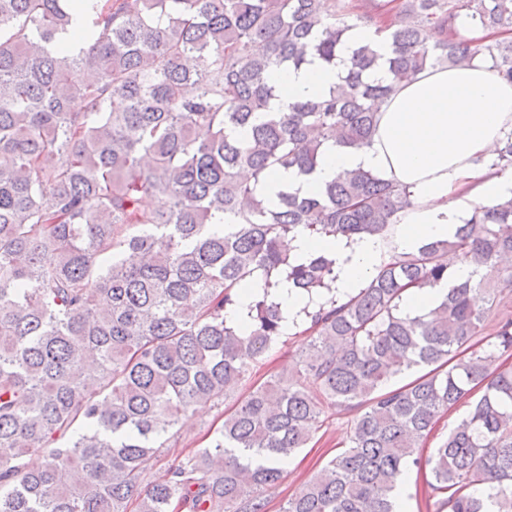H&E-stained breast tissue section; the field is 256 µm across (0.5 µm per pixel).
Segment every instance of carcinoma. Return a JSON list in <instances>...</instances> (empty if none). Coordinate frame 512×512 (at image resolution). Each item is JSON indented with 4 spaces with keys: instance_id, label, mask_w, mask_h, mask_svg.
Masks as SVG:
<instances>
[{
    "instance_id": "obj_1",
    "label": "carcinoma",
    "mask_w": 512,
    "mask_h": 512,
    "mask_svg": "<svg viewBox=\"0 0 512 512\" xmlns=\"http://www.w3.org/2000/svg\"><path fill=\"white\" fill-rule=\"evenodd\" d=\"M330 2L331 22L323 0H0V512H267L261 488L327 409L353 414L346 446L282 512H394L413 470L448 512H512V318L488 332L472 301L512 288V198L394 257L348 300L303 309L311 340L293 370L253 383L208 447L148 478L182 416L223 403L284 335L278 277L331 290L335 260L291 262L293 237L384 235L413 204L361 169L271 203L240 171L309 176L326 147L368 145L378 104L428 66L483 53L512 81V38H442L460 16L512 28V0H398L390 54L361 44L341 85L269 111L273 69L336 64L354 25ZM76 22L85 46L58 48ZM378 66L391 83L367 81ZM495 156L512 168V133ZM448 251L469 278L452 281ZM257 280L263 295L230 322ZM443 282L428 313H402L409 289ZM468 405V403H462L450 412L443 414L433 425V428L427 437L422 441V448H420V451H423L424 454H429L433 452L435 448H438L447 438L448 432L452 428L453 424L466 415L469 410Z\"/></svg>"
}]
</instances>
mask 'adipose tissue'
Here are the masks:
<instances>
[{
    "mask_svg": "<svg viewBox=\"0 0 512 512\" xmlns=\"http://www.w3.org/2000/svg\"><path fill=\"white\" fill-rule=\"evenodd\" d=\"M341 74V68L316 63L274 72L278 96L271 103L273 111H287L295 98L329 91ZM377 112L369 146L328 148L309 178L280 169L257 187L273 200L284 188L306 191L357 168L408 187L413 205L399 215L387 235L293 238L291 253L296 259L323 252L335 260L336 297L342 301L394 256L453 237L476 205L512 198V175L499 173L492 165L496 144L512 132V82L503 79L488 57L477 55L465 68L422 70L396 85Z\"/></svg>",
    "mask_w": 512,
    "mask_h": 512,
    "instance_id": "obj_1",
    "label": "adipose tissue"
}]
</instances>
